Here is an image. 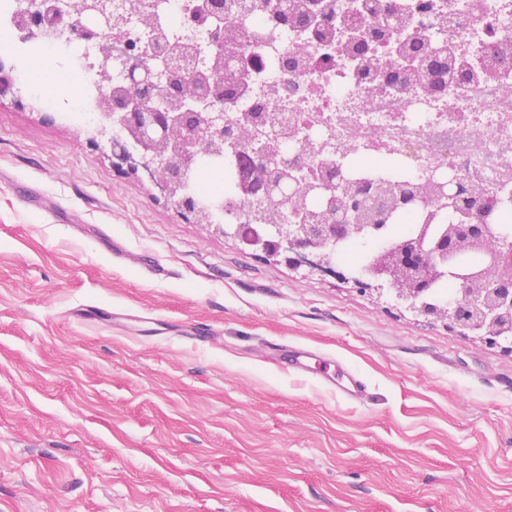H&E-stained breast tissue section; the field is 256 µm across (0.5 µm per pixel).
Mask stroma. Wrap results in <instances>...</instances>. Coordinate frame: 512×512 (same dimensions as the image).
I'll return each mask as SVG.
<instances>
[{"mask_svg":"<svg viewBox=\"0 0 512 512\" xmlns=\"http://www.w3.org/2000/svg\"><path fill=\"white\" fill-rule=\"evenodd\" d=\"M12 38L0 512H512L511 351L186 220L91 145L67 46L26 71ZM340 368L363 400L324 385Z\"/></svg>","mask_w":512,"mask_h":512,"instance_id":"stroma-1","label":"stroma"}]
</instances>
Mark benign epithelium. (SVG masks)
<instances>
[{"instance_id":"obj_1","label":"benign epithelium","mask_w":512,"mask_h":512,"mask_svg":"<svg viewBox=\"0 0 512 512\" xmlns=\"http://www.w3.org/2000/svg\"><path fill=\"white\" fill-rule=\"evenodd\" d=\"M33 7L34 11L22 15L30 35L41 36L48 30L65 27L69 38L95 43L105 59H112V35L105 33L102 20L104 14L112 13L107 0H82L77 20L57 7L56 0H36ZM213 43L214 79L209 83L199 80L191 85L183 78L172 81L181 70L179 61L185 55L180 48L156 38L132 55L122 93L115 96L109 88L97 97L106 127L117 125L121 134L131 137L139 147V159L135 160L122 138L111 137L112 156L134 171L143 169L161 186L164 197L174 200L198 223L208 221L212 210L223 207L218 200L201 205L192 196H178L198 163L224 165V121L212 111L224 105V29L215 31ZM161 68L167 73L162 87L158 84ZM156 95L163 102L161 108L152 106ZM251 156L250 176L239 178V188L245 195L256 193L271 202L275 192L287 186H305L287 162L271 159L267 146L251 148ZM324 180L331 198L342 209V217L337 220L313 221L306 216L303 224L283 225L282 236L276 242L247 235V224H216L214 228L267 258L281 257L294 269L305 265L330 273L378 300L388 288L396 298L409 303V311L425 322H440L492 345L508 343L507 333H512V242L494 232L493 208H478L481 223L448 224L437 236L430 234L427 225H420L413 237L379 250L369 269V281L363 282L336 270L330 254L316 249L315 241L355 234L359 225L351 223L352 214L367 208L377 216L371 230L380 232L389 211L416 203L418 195L406 191L392 200L379 196L373 200L371 194L336 184L327 175ZM445 275L459 283L455 300L446 304L425 300L434 282Z\"/></svg>"}]
</instances>
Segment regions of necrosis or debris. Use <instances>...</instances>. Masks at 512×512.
<instances>
[{
	"label": "necrosis or debris",
	"instance_id": "obj_1",
	"mask_svg": "<svg viewBox=\"0 0 512 512\" xmlns=\"http://www.w3.org/2000/svg\"><path fill=\"white\" fill-rule=\"evenodd\" d=\"M249 2L245 15L191 25L188 13L207 8V0H154L157 29L192 47L186 73L207 66L216 26L240 31L229 51L246 76L224 100L226 125L273 141L277 159L308 184L332 168L337 179L360 184L461 179L486 201L512 196V0H375L374 12L359 0H304L309 16L295 26L265 0ZM397 11L407 24L399 37L385 30ZM439 38L448 41L450 64L417 84L405 47ZM78 50L87 62L85 97L124 85L131 60L123 49L113 51L105 76L95 47ZM298 50L303 65L286 68ZM246 154L242 141H225L224 208L215 222L254 221L251 201L236 186ZM398 239L389 228L329 242L325 250L346 274L361 275L375 248Z\"/></svg>",
	"mask_w": 512,
	"mask_h": 512
}]
</instances>
